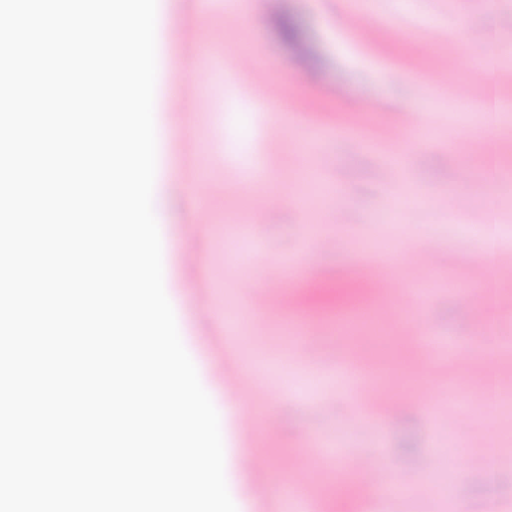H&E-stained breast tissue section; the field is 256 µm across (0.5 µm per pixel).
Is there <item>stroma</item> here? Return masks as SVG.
<instances>
[{"label": "stroma", "instance_id": "35a3bbf8", "mask_svg": "<svg viewBox=\"0 0 512 512\" xmlns=\"http://www.w3.org/2000/svg\"><path fill=\"white\" fill-rule=\"evenodd\" d=\"M167 30L158 49L156 89L164 139V175L154 198L165 211L169 277L188 350L212 372L208 386L233 409L226 471L241 482L247 512H512V0H160ZM250 14L226 26L225 7ZM305 33L286 40L283 20ZM488 35L497 55L495 91L502 117L493 145L467 133L485 106L478 68L484 49L470 33ZM191 36L205 52L197 74L204 88L181 108L170 104L185 75L179 42ZM244 53L286 97L260 101L248 77L225 82ZM466 85L464 96L449 94ZM426 128L423 144L412 141ZM398 168L391 184L387 168ZM224 180L203 184V171ZM264 169L296 192L298 204L247 221L243 182ZM496 181V194L487 191ZM343 197L335 207V197ZM467 210H458L457 199ZM494 216L502 232L499 262L476 269L479 230ZM324 248L310 245L314 235ZM432 247L437 256L421 295L404 287L403 266L388 293L355 310L322 311L301 301L283 316L252 319L253 298L237 288L244 276L263 280L280 262L294 263L299 289L336 287L389 253ZM472 309L460 316L458 301ZM239 314L235 328L225 310ZM352 316L357 367L366 382L388 386L405 415L378 414L347 386L336 326ZM261 336L263 347L248 339ZM259 356L265 374L238 379L241 363ZM467 403L470 427L453 424ZM368 421L358 427L352 407ZM335 453L334 468L304 469L313 439ZM485 450L489 481L461 476L466 448ZM267 459L258 481L239 449ZM372 456L381 475L414 478L408 496L381 504L366 479L341 498L336 479L353 474L350 459ZM297 470H282V458Z\"/></svg>", "mask_w": 512, "mask_h": 512}]
</instances>
